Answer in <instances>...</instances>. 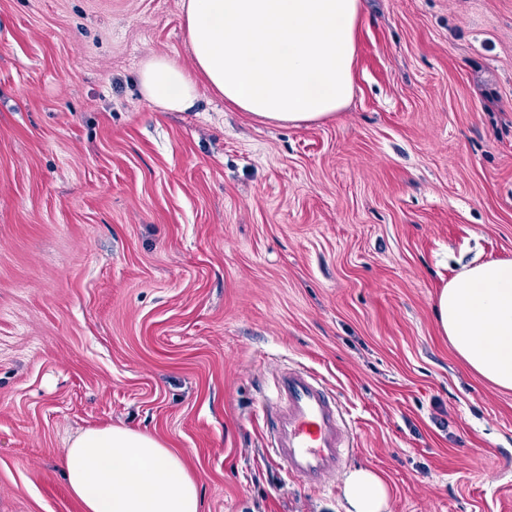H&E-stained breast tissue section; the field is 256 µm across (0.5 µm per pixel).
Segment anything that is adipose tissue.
Returning <instances> with one entry per match:
<instances>
[{"instance_id": "adipose-tissue-1", "label": "adipose tissue", "mask_w": 512, "mask_h": 512, "mask_svg": "<svg viewBox=\"0 0 512 512\" xmlns=\"http://www.w3.org/2000/svg\"><path fill=\"white\" fill-rule=\"evenodd\" d=\"M195 73L154 56L140 69L144 96L169 112L190 108L198 79L266 123L324 121L354 94L361 0H181ZM437 326L474 373L512 390V261L459 272L435 298ZM82 512H201L197 482L157 438L119 426L89 429L63 451ZM391 489L375 470H351L344 512H389Z\"/></svg>"}]
</instances>
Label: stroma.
Segmentation results:
<instances>
[{
  "label": "stroma",
  "mask_w": 512,
  "mask_h": 512,
  "mask_svg": "<svg viewBox=\"0 0 512 512\" xmlns=\"http://www.w3.org/2000/svg\"><path fill=\"white\" fill-rule=\"evenodd\" d=\"M335 117L262 124L200 85L180 0H0V512H81L79 433H147L203 512H342L266 452L299 365L390 512H512V391L441 336L438 291L512 261V0H364ZM139 74L144 96L163 111H185L197 96V81L165 56L146 60Z\"/></svg>",
  "instance_id": "35a3bbf8"
}]
</instances>
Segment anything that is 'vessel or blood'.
<instances>
[{
    "instance_id": "1",
    "label": "vessel or blood",
    "mask_w": 512,
    "mask_h": 512,
    "mask_svg": "<svg viewBox=\"0 0 512 512\" xmlns=\"http://www.w3.org/2000/svg\"><path fill=\"white\" fill-rule=\"evenodd\" d=\"M267 414L271 452L288 476L319 489L342 471L353 451L346 421L335 398L308 370H276Z\"/></svg>"
}]
</instances>
